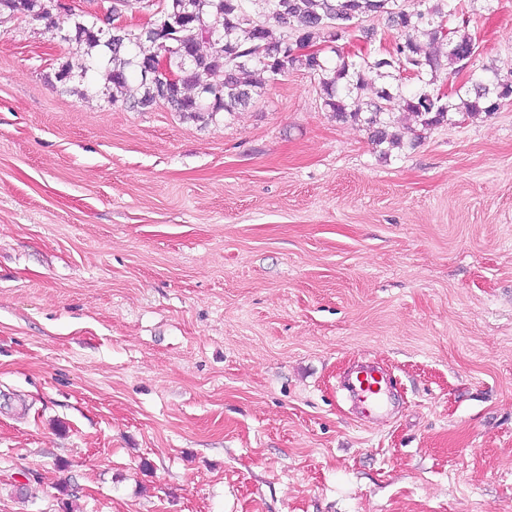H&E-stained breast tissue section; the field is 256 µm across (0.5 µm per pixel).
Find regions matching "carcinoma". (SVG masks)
Here are the masks:
<instances>
[{"label": "carcinoma", "mask_w": 512, "mask_h": 512, "mask_svg": "<svg viewBox=\"0 0 512 512\" xmlns=\"http://www.w3.org/2000/svg\"><path fill=\"white\" fill-rule=\"evenodd\" d=\"M153 0L148 10L179 12V48L170 67L180 74L166 96L143 71L153 66L159 45L154 39L113 38L88 16L71 14L73 25L65 42L84 56L79 73L66 63L56 73L59 82L78 78L92 84L111 103L131 101L147 108L162 101L185 118L209 123L217 114H232L261 95L268 84L291 70L303 69L323 92V106L343 122L367 125L377 146L399 147L406 134L413 138L448 122L451 112L466 116L492 114L512 97V76L497 71L472 83V91L454 101L430 89L440 73L462 65L460 51L473 44L467 21L443 36L448 21L460 11V0ZM0 15L36 20L54 28L49 0H0ZM378 18L397 32L398 41L388 56L372 62L335 50L336 60L302 52L307 45H327L352 36L356 22ZM273 21L290 33L276 39L268 26ZM245 33L239 37V33ZM447 39V51L427 52L423 39L433 44ZM394 70L413 80L408 90L388 87L367 100L368 74ZM404 114L406 123L391 129L386 116Z\"/></svg>", "instance_id": "carcinoma-1"}]
</instances>
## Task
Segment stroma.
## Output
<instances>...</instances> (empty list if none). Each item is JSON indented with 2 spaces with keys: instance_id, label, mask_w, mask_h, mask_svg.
I'll return each mask as SVG.
<instances>
[{
  "instance_id": "1",
  "label": "stroma",
  "mask_w": 512,
  "mask_h": 512,
  "mask_svg": "<svg viewBox=\"0 0 512 512\" xmlns=\"http://www.w3.org/2000/svg\"><path fill=\"white\" fill-rule=\"evenodd\" d=\"M461 4L450 93L512 72ZM50 34L0 26V512H512V99L383 155L305 71L204 124ZM391 387L390 378L384 371L373 365H365L346 376L343 389L356 398L365 416L374 417L389 407Z\"/></svg>"
}]
</instances>
